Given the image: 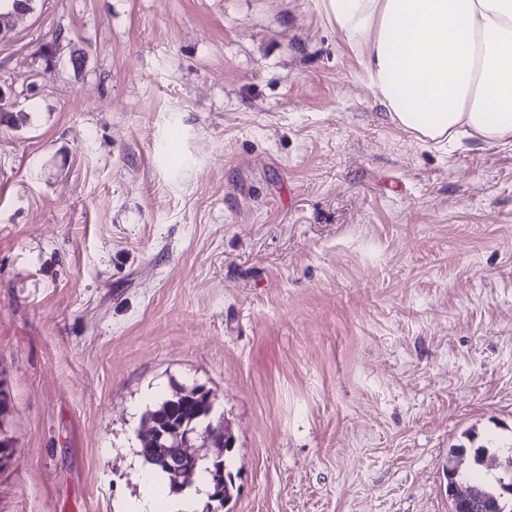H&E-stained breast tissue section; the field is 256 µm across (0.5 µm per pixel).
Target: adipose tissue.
<instances>
[{
  "mask_svg": "<svg viewBox=\"0 0 512 512\" xmlns=\"http://www.w3.org/2000/svg\"><path fill=\"white\" fill-rule=\"evenodd\" d=\"M390 119L438 144H512V0H320Z\"/></svg>",
  "mask_w": 512,
  "mask_h": 512,
  "instance_id": "adipose-tissue-1",
  "label": "adipose tissue"
}]
</instances>
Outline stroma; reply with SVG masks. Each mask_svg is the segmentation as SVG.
<instances>
[{"label": "stroma", "mask_w": 512, "mask_h": 512, "mask_svg": "<svg viewBox=\"0 0 512 512\" xmlns=\"http://www.w3.org/2000/svg\"><path fill=\"white\" fill-rule=\"evenodd\" d=\"M319 0H35L0 41V512H125L202 385L230 512H451L512 442V146L390 121Z\"/></svg>", "instance_id": "obj_1"}]
</instances>
